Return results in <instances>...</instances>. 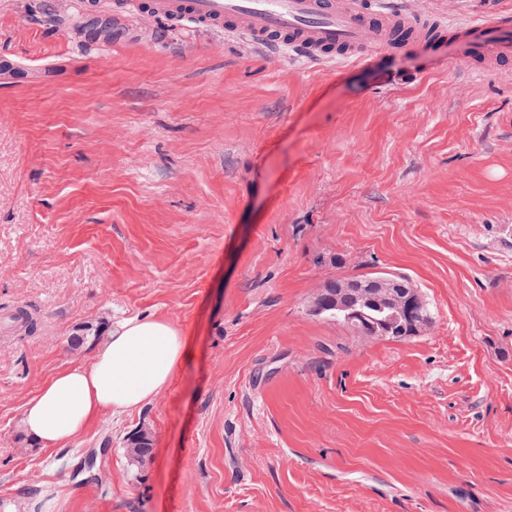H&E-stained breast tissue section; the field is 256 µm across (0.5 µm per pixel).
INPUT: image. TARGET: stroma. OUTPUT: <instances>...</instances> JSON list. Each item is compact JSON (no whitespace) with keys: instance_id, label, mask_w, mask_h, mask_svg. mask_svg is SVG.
I'll list each match as a JSON object with an SVG mask.
<instances>
[{"instance_id":"stroma-1","label":"stroma","mask_w":512,"mask_h":512,"mask_svg":"<svg viewBox=\"0 0 512 512\" xmlns=\"http://www.w3.org/2000/svg\"><path fill=\"white\" fill-rule=\"evenodd\" d=\"M390 7L458 24L512 0ZM1 68L0 314L36 329L0 333V507L52 488L59 512H512V60L452 35L326 63L0 0ZM374 270L421 289L420 335L312 314ZM137 314L191 360L38 450L25 402ZM128 448H124V455L128 464L133 468L142 466L151 454L150 439L146 433H137L128 439ZM131 448H136L135 453H131Z\"/></svg>"}]
</instances>
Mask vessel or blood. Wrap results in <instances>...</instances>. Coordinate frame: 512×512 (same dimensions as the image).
Wrapping results in <instances>:
<instances>
[{
  "mask_svg": "<svg viewBox=\"0 0 512 512\" xmlns=\"http://www.w3.org/2000/svg\"><path fill=\"white\" fill-rule=\"evenodd\" d=\"M84 12L108 9L119 14H154L176 29L242 34L260 48L294 47L317 60L335 59L337 53H363L367 45H386L391 17L341 9L336 0H79ZM478 50L494 59L512 58V12H498L459 25Z\"/></svg>",
  "mask_w": 512,
  "mask_h": 512,
  "instance_id": "1",
  "label": "vessel or blood"
}]
</instances>
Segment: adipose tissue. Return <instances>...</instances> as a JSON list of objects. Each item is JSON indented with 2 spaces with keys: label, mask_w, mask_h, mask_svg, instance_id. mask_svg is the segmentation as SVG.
<instances>
[{
  "label": "adipose tissue",
  "mask_w": 512,
  "mask_h": 512,
  "mask_svg": "<svg viewBox=\"0 0 512 512\" xmlns=\"http://www.w3.org/2000/svg\"><path fill=\"white\" fill-rule=\"evenodd\" d=\"M190 355L187 337L168 318L114 321L89 361L71 363L42 384L25 403L18 426L42 449L64 446L104 412L150 403Z\"/></svg>",
  "instance_id": "ef3b65f1"
}]
</instances>
